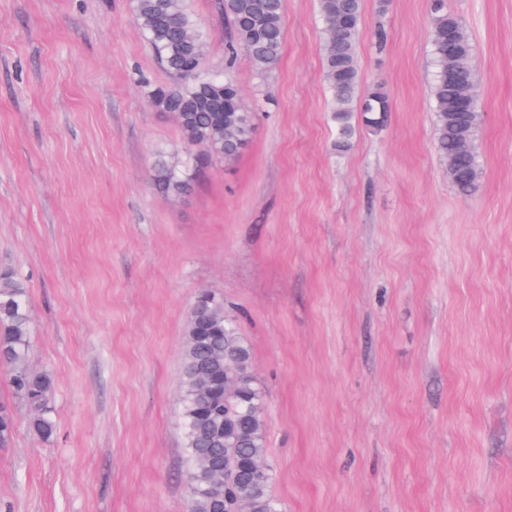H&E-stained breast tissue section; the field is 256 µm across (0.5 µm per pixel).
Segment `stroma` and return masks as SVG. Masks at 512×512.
I'll use <instances>...</instances> for the list:
<instances>
[{"label":"stroma","instance_id":"35a3bbf8","mask_svg":"<svg viewBox=\"0 0 512 512\" xmlns=\"http://www.w3.org/2000/svg\"><path fill=\"white\" fill-rule=\"evenodd\" d=\"M189 4L221 68L215 0ZM134 5L0 0V268L28 290L57 422L34 436L0 365V512H190L180 370L203 291L250 350L282 512H512V0H448L482 116L467 198L435 149L431 0H363L361 81L391 109L379 131L353 113L343 149L317 0H284L276 70L234 72L251 143L181 197L150 178L188 151Z\"/></svg>","mask_w":512,"mask_h":512}]
</instances>
